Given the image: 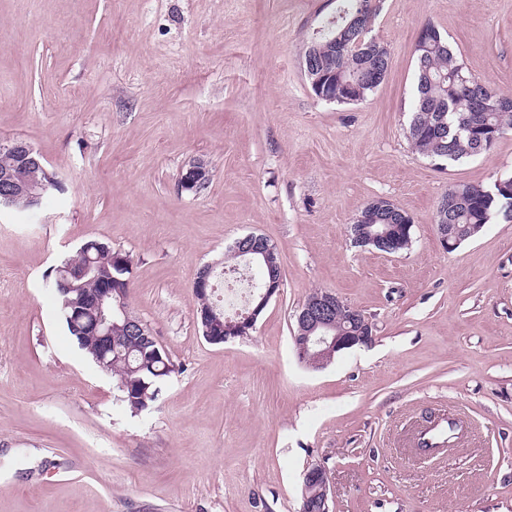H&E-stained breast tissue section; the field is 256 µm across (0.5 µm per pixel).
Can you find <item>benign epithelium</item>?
<instances>
[{"label": "benign epithelium", "instance_id": "1", "mask_svg": "<svg viewBox=\"0 0 512 512\" xmlns=\"http://www.w3.org/2000/svg\"><path fill=\"white\" fill-rule=\"evenodd\" d=\"M0 150H7L17 156L23 173L14 171L0 172V210L23 209L32 210L39 207L43 196L54 186V180L38 179V173H47L43 162L34 148L22 139H15L7 145L0 144ZM210 177L209 169L200 160L191 162L181 177V187L195 190ZM410 224H392L379 234L365 235L358 227L351 230L353 242L358 246H375L379 251L391 254L395 247L392 243L393 230L407 233ZM437 236L443 249L452 250L460 245V237L454 224L436 225ZM243 245L242 251L252 261L270 264L272 249L259 236L249 234L237 241ZM282 278L271 279L266 291L261 295L250 315L239 321H227L223 335L227 338L237 336L254 327L259 314L265 309L270 299L279 292ZM345 309L349 319L356 325L357 330H335L333 321L335 314ZM299 332L294 336L296 354L299 360L312 369H322L327 366L335 355L356 345L367 344L373 338L374 324L357 308L343 302L335 293L323 291L311 297L301 306L297 315ZM96 331L100 336L109 338L96 359L99 369L110 374L112 357L122 356V350L112 344V322L104 316H99ZM330 479L327 470L315 466L304 475L302 512H311L313 504H318L319 512H330Z\"/></svg>", "mask_w": 512, "mask_h": 512}]
</instances>
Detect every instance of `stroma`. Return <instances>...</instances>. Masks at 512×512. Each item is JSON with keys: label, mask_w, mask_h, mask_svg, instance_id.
Here are the masks:
<instances>
[{"label": "stroma", "mask_w": 512, "mask_h": 512, "mask_svg": "<svg viewBox=\"0 0 512 512\" xmlns=\"http://www.w3.org/2000/svg\"><path fill=\"white\" fill-rule=\"evenodd\" d=\"M336 0H0V141L26 140L58 186L0 213V512H512V221L444 250L438 202L512 176V134L440 162L408 138L425 22L512 94V0H382L389 50L365 100L315 96L308 43ZM195 159L210 170L182 189ZM384 198L412 245L354 247ZM276 247L282 286L249 334L207 341L193 282L236 239ZM99 239L133 260L128 308L178 370L138 414L79 349L49 283ZM333 291L371 343L313 370L295 314ZM464 436L432 458L426 420ZM302 512H311L312 501L317 502L320 512L330 511V479L324 467L315 466L307 470L303 480Z\"/></svg>", "instance_id": "1"}]
</instances>
